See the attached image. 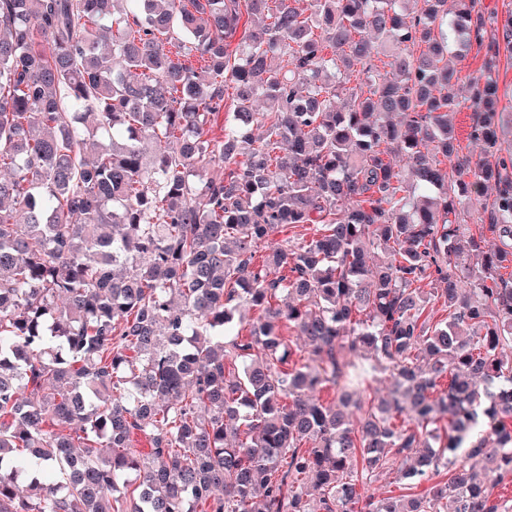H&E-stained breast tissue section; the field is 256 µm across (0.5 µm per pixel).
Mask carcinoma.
<instances>
[{
	"mask_svg": "<svg viewBox=\"0 0 512 512\" xmlns=\"http://www.w3.org/2000/svg\"><path fill=\"white\" fill-rule=\"evenodd\" d=\"M408 2L0 0V512H501L499 52L482 0ZM474 50L476 160L448 65ZM285 224L314 237L256 260ZM476 113L475 108L464 107L453 115V122L457 132L459 153L478 158L481 154V145L469 136Z\"/></svg>",
	"mask_w": 512,
	"mask_h": 512,
	"instance_id": "1",
	"label": "carcinoma"
}]
</instances>
